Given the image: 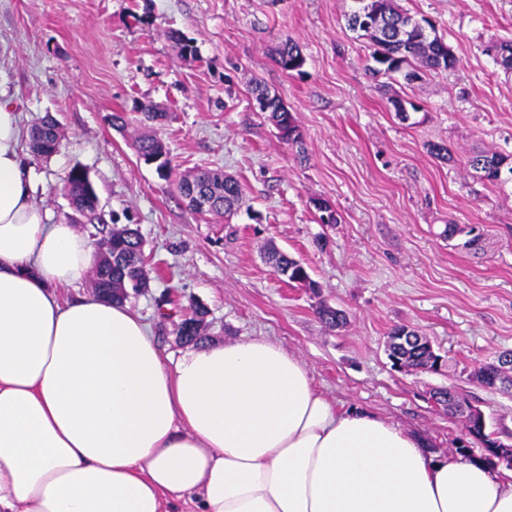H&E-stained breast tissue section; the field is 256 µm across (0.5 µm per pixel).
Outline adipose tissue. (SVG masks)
I'll use <instances>...</instances> for the list:
<instances>
[{"label":"adipose tissue","instance_id":"ef3b65f1","mask_svg":"<svg viewBox=\"0 0 512 512\" xmlns=\"http://www.w3.org/2000/svg\"><path fill=\"white\" fill-rule=\"evenodd\" d=\"M0 89V512H512V472L338 411L254 337L170 360L127 303L63 300L96 263L48 223Z\"/></svg>","mask_w":512,"mask_h":512}]
</instances>
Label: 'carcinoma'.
<instances>
[{
	"mask_svg": "<svg viewBox=\"0 0 512 512\" xmlns=\"http://www.w3.org/2000/svg\"><path fill=\"white\" fill-rule=\"evenodd\" d=\"M355 9L348 17L353 30L364 33L372 44L371 58L375 66L367 71L376 77L380 74L397 73L413 64L427 71H447L454 68L456 58L444 39L436 35L434 26H429L426 36L421 37L409 30L412 17L396 3V0H354ZM276 64L286 72L297 71L305 59L296 43L287 39L275 52ZM252 94L265 98L264 111L269 119L281 123V118L290 115L278 95L260 84L252 88ZM60 143V131L56 120L47 115L30 130V148L39 157H48L56 152ZM137 151L144 159L161 158L157 171L167 176L171 172L169 151L156 136H143L137 141ZM467 164L480 178L493 186L503 185L507 180L501 174H512V155L498 152H479L471 156ZM176 190L186 206L196 212H207L223 216L234 210L244 194L243 185L236 179L224 177L212 171H200L175 182ZM65 189L72 208L86 221L99 220L98 196L87 171L81 167L71 169ZM106 241L107 253L97 265L93 286L99 295L123 301L128 291L141 292L149 286V272L143 256V241L137 230L125 226L102 237ZM270 259L277 273L288 272V281L300 280L315 292L319 285L314 281L304 264L287 253L274 250ZM316 314L325 324L337 327L344 322L343 311L320 305ZM205 311L187 320L188 326L179 330L187 342H195L201 336ZM407 369L430 370V353L423 347L409 346L400 354ZM503 373L500 366L487 363L479 367L476 379L479 383L492 385Z\"/></svg>",
	"mask_w": 512,
	"mask_h": 512,
	"instance_id": "1",
	"label": "carcinoma"
}]
</instances>
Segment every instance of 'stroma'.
Segmentation results:
<instances>
[{
	"mask_svg": "<svg viewBox=\"0 0 512 512\" xmlns=\"http://www.w3.org/2000/svg\"><path fill=\"white\" fill-rule=\"evenodd\" d=\"M397 3L432 21L455 69L372 77L370 44L346 21L352 0H0V85L24 129L48 114L61 126L56 153L26 156L52 222L74 215L62 187L78 165L102 216L81 232L140 230L150 287L128 303L164 354L186 351L180 325L204 307L203 341L269 338L303 359L337 408L372 411L448 456L462 420L434 394L451 386L512 441V384L474 379L512 351V183L490 185L467 165L479 150L512 154V72L491 51L512 40V0ZM172 30L197 61L182 58ZM288 39L305 58L290 73L274 61ZM256 82L292 113L302 149L254 107ZM397 99L415 104L410 122ZM144 102L167 114L152 128L169 150L167 178L136 152ZM442 142L451 161L430 152ZM199 169L244 185L235 214L188 209L174 182ZM319 201L337 223L319 222ZM448 224L478 226L479 241L445 239ZM271 247L307 266L319 293L277 274ZM321 304L343 310L344 324L321 322ZM401 325L432 343L440 370L392 367L386 343Z\"/></svg>",
	"mask_w": 512,
	"mask_h": 512,
	"instance_id": "stroma-1",
	"label": "stroma"
}]
</instances>
